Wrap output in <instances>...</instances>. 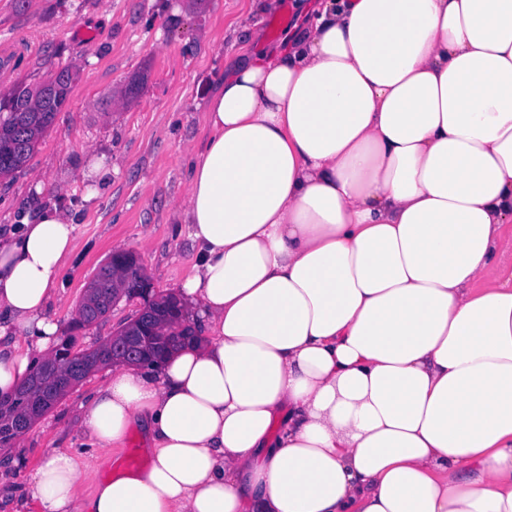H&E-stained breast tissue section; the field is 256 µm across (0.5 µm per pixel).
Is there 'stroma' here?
<instances>
[{
  "label": "stroma",
  "mask_w": 512,
  "mask_h": 512,
  "mask_svg": "<svg viewBox=\"0 0 512 512\" xmlns=\"http://www.w3.org/2000/svg\"><path fill=\"white\" fill-rule=\"evenodd\" d=\"M248 0H0V92L76 71L69 100L23 170L0 178V232L21 213L63 211L76 246L56 283L50 312L66 334L86 284L112 251L134 252L154 288L175 291L195 255L184 221L192 159L209 129L212 84L240 52L273 49L295 21L291 0L264 16L252 39L228 25ZM120 301L76 334L86 349L132 318ZM90 374L24 436L23 469L0 475V512H36L29 473L43 453L80 451L79 402L110 380Z\"/></svg>",
  "instance_id": "1"
}]
</instances>
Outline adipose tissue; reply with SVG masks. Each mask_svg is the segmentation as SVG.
Listing matches in <instances>:
<instances>
[{
    "mask_svg": "<svg viewBox=\"0 0 512 512\" xmlns=\"http://www.w3.org/2000/svg\"><path fill=\"white\" fill-rule=\"evenodd\" d=\"M208 98L179 284L197 343L116 366L38 512H512V0H294ZM75 247L0 236V395ZM148 463L82 478L130 431Z\"/></svg>",
    "mask_w": 512,
    "mask_h": 512,
    "instance_id": "obj_1",
    "label": "adipose tissue"
}]
</instances>
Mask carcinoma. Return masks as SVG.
<instances>
[{"mask_svg": "<svg viewBox=\"0 0 512 512\" xmlns=\"http://www.w3.org/2000/svg\"><path fill=\"white\" fill-rule=\"evenodd\" d=\"M65 79L45 92L33 94V88L20 82L0 97V150L12 157L11 165L0 169V176H9L26 166L35 145L52 125L57 112L67 104L75 73L64 68ZM142 268L124 274L112 272L103 266L86 289L78 317L71 328L79 329L104 317L113 307V302L131 300L136 295V284ZM156 329L154 336L144 337L139 353V363L154 367L152 357L166 350L171 323L161 316L147 314L130 327V332L141 334L146 327ZM84 371L69 376L65 369L53 376L45 373L44 364L38 363L33 376L21 383L14 394L0 399V447L9 445L16 436L27 432L66 393L92 372L113 364L112 344L104 340L97 345L77 351Z\"/></svg>", "mask_w": 512, "mask_h": 512, "instance_id": "obj_1", "label": "carcinoma"}]
</instances>
